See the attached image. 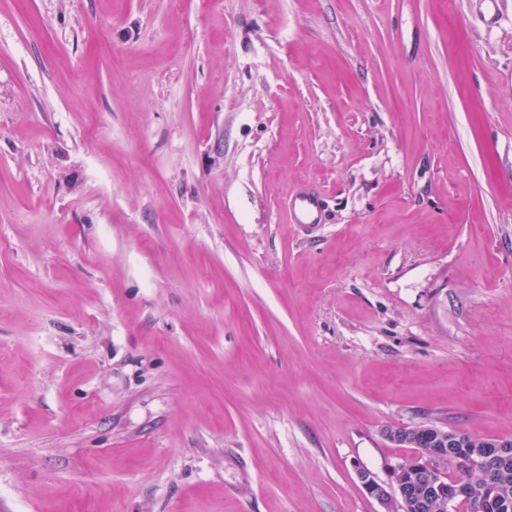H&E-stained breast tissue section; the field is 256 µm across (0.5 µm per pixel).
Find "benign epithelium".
Returning <instances> with one entry per match:
<instances>
[{"label":"benign epithelium","instance_id":"1","mask_svg":"<svg viewBox=\"0 0 512 512\" xmlns=\"http://www.w3.org/2000/svg\"><path fill=\"white\" fill-rule=\"evenodd\" d=\"M385 435L390 441L412 446L424 436L433 444L424 460V467L411 461L390 466V480L380 481L364 467L356 469V478L363 491L381 507V512H451L456 500L468 494L460 488L448 487L445 471L454 460L455 448L468 443L461 431L433 425L413 427L389 426ZM477 482L488 491L499 486L502 465L512 455V438H493L477 444Z\"/></svg>","mask_w":512,"mask_h":512}]
</instances>
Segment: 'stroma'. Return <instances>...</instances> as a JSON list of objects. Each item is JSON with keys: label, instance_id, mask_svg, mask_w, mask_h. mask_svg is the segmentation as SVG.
I'll return each mask as SVG.
<instances>
[{"label": "stroma", "instance_id": "obj_1", "mask_svg": "<svg viewBox=\"0 0 512 512\" xmlns=\"http://www.w3.org/2000/svg\"><path fill=\"white\" fill-rule=\"evenodd\" d=\"M422 424L512 436V0H0V512H380ZM292 224H321L322 207L320 195L314 188H300L290 205Z\"/></svg>", "mask_w": 512, "mask_h": 512}]
</instances>
